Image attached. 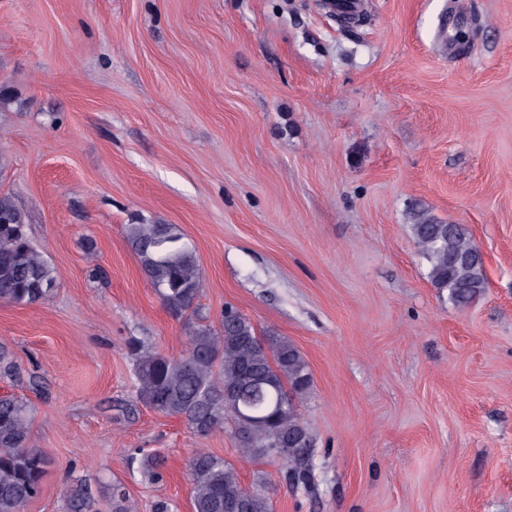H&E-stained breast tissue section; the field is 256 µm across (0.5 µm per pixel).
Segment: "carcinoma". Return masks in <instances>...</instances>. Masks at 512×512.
Wrapping results in <instances>:
<instances>
[{
	"label": "carcinoma",
	"mask_w": 512,
	"mask_h": 512,
	"mask_svg": "<svg viewBox=\"0 0 512 512\" xmlns=\"http://www.w3.org/2000/svg\"><path fill=\"white\" fill-rule=\"evenodd\" d=\"M28 216L10 193L0 192V300L18 305L43 302L56 285V271L45 252L27 236ZM415 248L429 264L431 283L457 306H466L485 288L484 261L468 230L421 218L411 225ZM127 242L139 257L145 279L164 307L181 321L195 311L201 293L194 250L170 224H130ZM189 345L174 358L134 350L136 398L154 412L177 417L199 438L229 425L248 442L239 451L249 459L281 465L285 483L307 484L312 477V435L297 412L295 399L313 379L300 351L285 338H258L252 322L238 309L224 307L221 327L188 328ZM20 370L0 346V375ZM30 406L16 395H0V512H25L42 491L48 454L31 444ZM149 479L163 478L165 458L141 453ZM193 512H272L265 478L241 484L224 458L199 448L189 459ZM91 489L70 490L69 512H90ZM124 487L112 485V512H133Z\"/></svg>",
	"instance_id": "cac0c4a2"
}]
</instances>
